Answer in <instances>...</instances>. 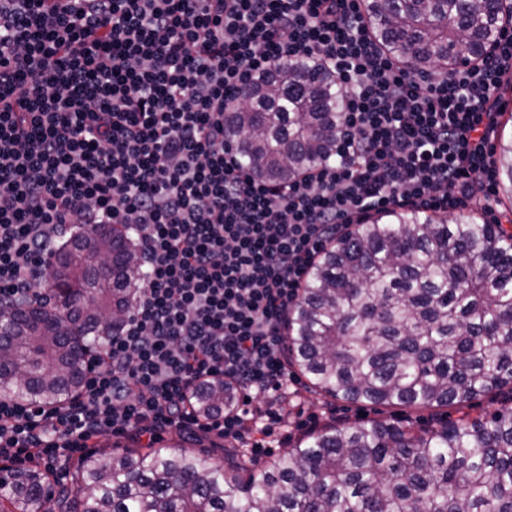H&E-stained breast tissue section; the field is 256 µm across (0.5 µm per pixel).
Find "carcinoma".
<instances>
[{
	"instance_id": "carcinoma-1",
	"label": "carcinoma",
	"mask_w": 512,
	"mask_h": 512,
	"mask_svg": "<svg viewBox=\"0 0 512 512\" xmlns=\"http://www.w3.org/2000/svg\"><path fill=\"white\" fill-rule=\"evenodd\" d=\"M503 0H365L383 49L419 74L481 55ZM225 113L246 165L272 181L315 168L335 150L344 92L303 61L254 82ZM498 195L512 204V133L498 126ZM111 278L94 275L100 262ZM143 280L129 242L87 224L51 251L55 304L34 318L18 308L0 324V392L57 403L78 392L86 355L102 346ZM79 322L80 331L69 328ZM288 364L325 395L353 403L463 407L512 393V234L474 211L452 217L392 209L355 224L324 251L286 318ZM224 384L197 399L224 406ZM75 496L51 495L49 477L14 470L0 512H512V409L489 419L438 420L416 430L376 420L329 425L267 464H224L164 448L102 450L76 465Z\"/></svg>"
}]
</instances>
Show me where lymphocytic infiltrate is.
Returning <instances> with one entry per match:
<instances>
[{
    "label": "lymphocytic infiltrate",
    "mask_w": 512,
    "mask_h": 512,
    "mask_svg": "<svg viewBox=\"0 0 512 512\" xmlns=\"http://www.w3.org/2000/svg\"><path fill=\"white\" fill-rule=\"evenodd\" d=\"M312 56L345 91L336 149L265 180L226 148L224 114ZM508 75L512 17L479 59L421 78L380 47L363 0H0V311L50 305L44 260L77 224L128 225L145 271L77 396L0 399V462L63 477L101 436L167 431L258 457L316 257L370 213L490 199ZM215 381L233 400L199 417Z\"/></svg>",
    "instance_id": "obj_1"
}]
</instances>
